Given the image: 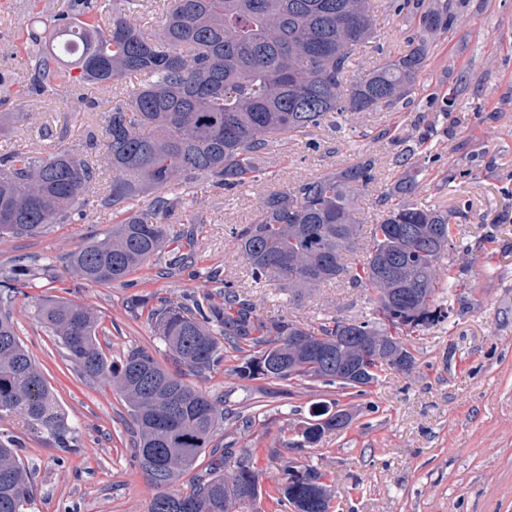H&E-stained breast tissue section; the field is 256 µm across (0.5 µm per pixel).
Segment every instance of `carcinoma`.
<instances>
[{"mask_svg":"<svg viewBox=\"0 0 512 512\" xmlns=\"http://www.w3.org/2000/svg\"><path fill=\"white\" fill-rule=\"evenodd\" d=\"M139 2L112 0L106 17L92 0H70L69 10L27 33L37 47L29 57L37 93L54 90L62 78L108 92L126 76H138L139 84L112 107L102 139L89 143L102 158L25 149L0 156V237L36 236L52 224L73 223L82 196L112 170L103 196L115 212L112 232L69 257V273L94 284L121 282L158 255L164 221L177 207L168 197L171 189L199 177L226 190L256 183L251 174L272 138L411 96L433 43L458 17L453 0H392L397 14L418 19V25L406 49L346 93L343 78L353 54L376 34L371 0H168L161 30L152 37L136 23ZM393 165L401 173L382 194L383 214L353 267L345 261L361 232L354 216L357 191L376 181L373 157L264 193L256 218L232 229L254 281L276 273L289 287L304 289L345 274L376 291L369 315L334 319L316 330L285 318L264 320L226 280L222 307L164 298L151 307L153 329L173 362L210 371L223 362L227 345L245 354L237 367L241 378L312 379L347 388L336 380V369L313 366V339L345 354L349 345L336 343L344 327L353 336H388L407 352L403 337L449 318L451 310L435 304L440 290L455 288L441 277L453 244L448 212L412 199L419 189L412 154ZM146 196L147 215L137 211ZM384 252L424 281L419 293L385 298L377 281ZM20 276L16 270L0 280V417H15L31 435L70 448L73 428L16 333L11 304ZM35 316L85 379L109 383L123 396L133 422L134 458L160 489L149 512H255L256 472L243 464L226 477L220 458L210 463L208 480L190 492H164L209 448L224 423L222 401L164 369L147 349L130 351L118 364L110 361L97 337L98 319L81 303L44 299ZM348 421L345 411L318 405L303 439L314 444ZM21 447L0 434V512H25L31 502ZM271 499L285 510L302 502L308 512H329L328 490L312 469L285 466Z\"/></svg>","mask_w":512,"mask_h":512,"instance_id":"cac0c4a2","label":"carcinoma"}]
</instances>
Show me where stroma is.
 <instances>
[{"label": "stroma", "instance_id": "35a3bbf8", "mask_svg": "<svg viewBox=\"0 0 512 512\" xmlns=\"http://www.w3.org/2000/svg\"><path fill=\"white\" fill-rule=\"evenodd\" d=\"M374 5L377 34L358 48L352 82L402 51L413 31L387 0ZM66 6L67 0H0V110L13 115L0 136V155L24 148L86 156L90 136L101 135L117 100L115 93L69 82L48 93L29 91L20 29L49 21ZM408 147L425 169L419 201L450 214L457 250L449 263L460 281L450 318L410 337L416 369L383 368L362 396L318 381L239 378L241 355L229 350L217 370H188L184 379L223 400L224 424L214 442L226 450L225 472L253 466L259 512H274L267 493L287 465L322 473L331 512H512V0H466L458 22L431 49L409 99L356 113L340 126L329 119L274 137L258 173L261 188L227 192L202 179L173 189L178 206L167 222V243L127 282L90 284L67 271L72 251L112 230L101 193L80 200L83 221L0 239V276L32 270L17 285V334L54 388L76 439L65 451L30 436L17 419H0V431L22 439L21 458L35 469L27 512H148L157 493L134 461L120 393L80 376L36 319L37 300L88 305L99 317V341L110 360L145 347L171 371L176 365L154 335L141 297L220 304L228 280L265 318L316 328L367 315L375 291L346 277L301 295L279 277L254 282L230 229L253 220L259 189L282 190L364 155L378 169L360 197L358 218L370 227L381 216L377 199L393 181L391 161ZM43 267L54 269V277L40 275ZM318 402L336 404L349 422L316 443H301L298 431Z\"/></svg>", "mask_w": 512, "mask_h": 512}]
</instances>
